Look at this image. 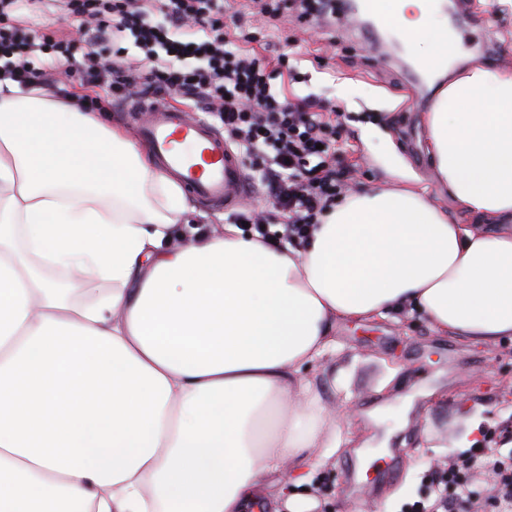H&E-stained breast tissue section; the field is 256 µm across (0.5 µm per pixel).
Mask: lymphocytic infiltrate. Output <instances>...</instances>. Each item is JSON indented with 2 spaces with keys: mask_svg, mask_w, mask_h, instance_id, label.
I'll return each mask as SVG.
<instances>
[{
  "mask_svg": "<svg viewBox=\"0 0 512 512\" xmlns=\"http://www.w3.org/2000/svg\"><path fill=\"white\" fill-rule=\"evenodd\" d=\"M227 11L226 0H0V83L27 90L54 87L61 77L75 81L91 112L170 99L213 114L265 193L263 207L239 210L231 223L298 246L345 191L336 167L339 115L304 98L291 102L287 85L272 84L256 34L226 26ZM46 12L79 19L91 38L41 34L31 19ZM102 35L117 44L107 56L96 48ZM128 38L139 52L133 65L120 46ZM486 464L505 474L499 501H512V463L489 460L478 445L440 474L447 492L441 512H459L460 474Z\"/></svg>",
  "mask_w": 512,
  "mask_h": 512,
  "instance_id": "obj_1",
  "label": "lymphocytic infiltrate"
}]
</instances>
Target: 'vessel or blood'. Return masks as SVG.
Instances as JSON below:
<instances>
[{"label": "vessel or blood", "instance_id": "vessel-or-blood-1", "mask_svg": "<svg viewBox=\"0 0 512 512\" xmlns=\"http://www.w3.org/2000/svg\"><path fill=\"white\" fill-rule=\"evenodd\" d=\"M131 110L139 140L194 197L230 211L252 196L241 158L213 126L188 118L179 105L135 103Z\"/></svg>", "mask_w": 512, "mask_h": 512}]
</instances>
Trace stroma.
Returning a JSON list of instances; mask_svg holds the SVG:
<instances>
[{
  "label": "stroma",
  "mask_w": 512,
  "mask_h": 512,
  "mask_svg": "<svg viewBox=\"0 0 512 512\" xmlns=\"http://www.w3.org/2000/svg\"><path fill=\"white\" fill-rule=\"evenodd\" d=\"M439 16L457 34L450 69L424 74L410 57H391L377 38L351 27L315 25L284 16L265 32L271 48L295 54L301 82L292 96L333 105L339 135L349 149L340 164L348 187L426 190L451 221L473 223L449 196L428 151L425 116L454 73L486 65L512 70V8L498 0H438ZM335 365L310 367L318 382L335 381L330 409L350 415L336 433L345 448L328 458L313 479L312 512H406L409 504L435 502L432 480L461 454L465 428L456 409L466 406L491 436L497 455L512 432V341L492 347L435 334L420 316L342 321L336 326Z\"/></svg>",
  "instance_id": "obj_1"
}]
</instances>
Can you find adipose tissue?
Wrapping results in <instances>:
<instances>
[{
    "label": "adipose tissue",
    "mask_w": 512,
    "mask_h": 512,
    "mask_svg": "<svg viewBox=\"0 0 512 512\" xmlns=\"http://www.w3.org/2000/svg\"><path fill=\"white\" fill-rule=\"evenodd\" d=\"M425 70L456 55L432 0H376ZM0 98V512H293L339 448L305 368L336 324L422 315L512 340V72L474 66L426 115L440 179L337 200L299 247L243 236L168 245L194 210L102 113L44 87ZM68 274L49 283L41 267ZM107 283L85 302L84 292Z\"/></svg>",
    "instance_id": "adipose-tissue-1"
}]
</instances>
